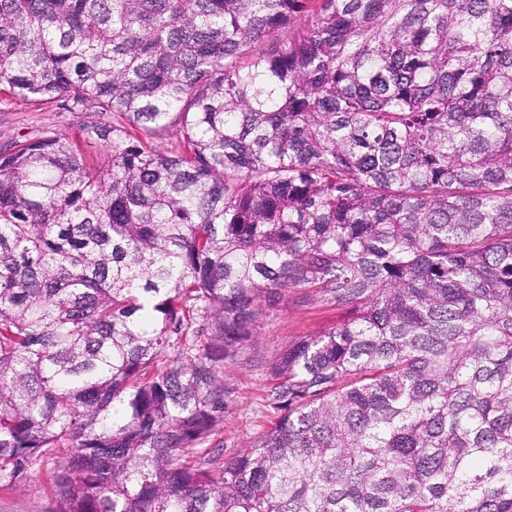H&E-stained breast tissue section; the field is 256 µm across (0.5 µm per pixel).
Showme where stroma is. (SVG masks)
<instances>
[{
    "instance_id": "35a3bbf8",
    "label": "stroma",
    "mask_w": 512,
    "mask_h": 512,
    "mask_svg": "<svg viewBox=\"0 0 512 512\" xmlns=\"http://www.w3.org/2000/svg\"><path fill=\"white\" fill-rule=\"evenodd\" d=\"M84 121L83 113L63 111L59 104L34 105L0 93V151L54 128L83 143L96 163L106 164L107 151L86 142ZM259 310L252 335L216 366L224 385V414L211 435L196 443L195 457L224 462L272 427L282 415L272 398V364L288 345L335 325L343 316L330 296L307 285L262 294ZM63 463V455H56L32 469L15 491L0 493V512H53L55 477Z\"/></svg>"
}]
</instances>
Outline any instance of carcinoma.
Returning <instances> with one entry per match:
<instances>
[{"label":"carcinoma","instance_id":"carcinoma-1","mask_svg":"<svg viewBox=\"0 0 512 512\" xmlns=\"http://www.w3.org/2000/svg\"><path fill=\"white\" fill-rule=\"evenodd\" d=\"M0 88L111 151L0 152L1 490L71 447L55 512H512V0H0ZM304 285L287 413L190 463ZM259 310L252 335L216 366L224 414L207 439L192 445L193 463L205 457L222 464L272 427L284 413L273 405L272 364L288 345L335 325L344 313L321 288L309 285L263 293Z\"/></svg>","mask_w":512,"mask_h":512}]
</instances>
